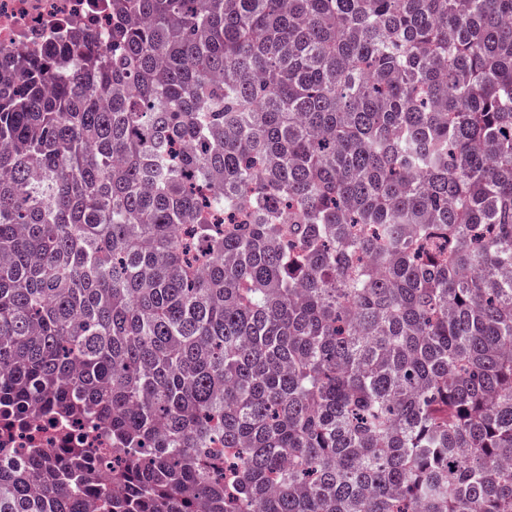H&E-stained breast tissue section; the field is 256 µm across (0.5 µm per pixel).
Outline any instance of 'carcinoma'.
Instances as JSON below:
<instances>
[{"mask_svg":"<svg viewBox=\"0 0 512 512\" xmlns=\"http://www.w3.org/2000/svg\"><path fill=\"white\" fill-rule=\"evenodd\" d=\"M0 60V512H512V0H112ZM28 429L14 438L10 444L1 443L2 448H71L72 443L65 440L61 435V422L47 419L42 416L27 424ZM22 435V436H21ZM48 445V447H36L35 445Z\"/></svg>","mask_w":512,"mask_h":512,"instance_id":"carcinoma-1","label":"carcinoma"}]
</instances>
